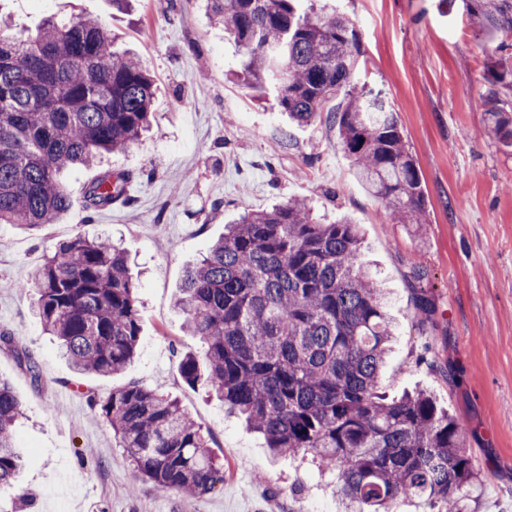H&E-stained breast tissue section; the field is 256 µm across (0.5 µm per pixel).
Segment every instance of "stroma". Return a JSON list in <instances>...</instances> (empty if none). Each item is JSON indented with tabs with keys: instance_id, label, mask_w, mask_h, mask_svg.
I'll list each match as a JSON object with an SVG mask.
<instances>
[{
	"instance_id": "35a3bbf8",
	"label": "stroma",
	"mask_w": 512,
	"mask_h": 512,
	"mask_svg": "<svg viewBox=\"0 0 512 512\" xmlns=\"http://www.w3.org/2000/svg\"><path fill=\"white\" fill-rule=\"evenodd\" d=\"M356 24L365 65L357 80L383 90L421 172L428 222L394 224L353 174L336 127H297L274 96L257 99L237 73L241 55L215 25L205 0H0V16L36 31L50 15L101 19L155 79L149 132L102 167L130 173L128 202L95 211L84 192L100 167L64 180L71 207L33 230L0 225V329L20 336L42 379L32 384L0 350V376L23 403L16 428L24 454L0 512H298L307 501L335 505L312 465L272 459L263 439L203 386L188 385L178 354L200 352L174 306L184 270L205 256L224 226L247 211L306 199L325 222L348 214L364 232V257L385 282L396 322L381 376L395 395L424 389L462 424L485 472L480 512L512 502V152L484 130L491 52L459 5L448 0H323ZM161 170H154V161ZM109 237L139 280L137 356L110 378L76 374L44 333L35 296L22 291L46 256L74 233ZM426 271L435 305L433 336L421 333L406 278ZM136 381L176 397L208 432L224 483L201 498L162 494L137 479L91 393ZM32 495L22 506L18 494Z\"/></svg>"
}]
</instances>
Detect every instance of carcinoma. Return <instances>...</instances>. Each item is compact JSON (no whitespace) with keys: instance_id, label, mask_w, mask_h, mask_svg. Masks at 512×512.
<instances>
[{"instance_id":"carcinoma-1","label":"carcinoma","mask_w":512,"mask_h":512,"mask_svg":"<svg viewBox=\"0 0 512 512\" xmlns=\"http://www.w3.org/2000/svg\"><path fill=\"white\" fill-rule=\"evenodd\" d=\"M460 2L495 49L512 37V0ZM298 0H207L234 37L253 80L276 94L288 119L336 125L367 194L394 224L426 223L416 161L382 92L354 77L363 52L338 8L302 12ZM486 81L512 87V67L490 55ZM153 76L120 50L98 18L46 19L36 33L0 26V224L32 230L70 206L60 174L130 148L151 125ZM338 100L336 107L328 105ZM485 129L512 148V109L495 91ZM130 175L102 170L85 190L90 209L126 195ZM362 232L348 218L323 224L307 200L247 212L189 266L174 306L202 351L186 353L181 377L199 383L261 434L274 457L310 458L331 474L346 512H393L406 498L428 512H478L482 469L466 453L461 423L424 390L379 392L393 318L377 273L363 263ZM421 266L410 268L418 324L435 307ZM43 331L73 369L110 377L134 360L141 332L138 285L123 250L77 233L46 257L30 284ZM0 347L40 380L20 337ZM91 407L111 427L135 472L160 493L203 497L224 467L202 428L170 396L129 382ZM23 404L0 378V490L20 466L15 423Z\"/></svg>"}]
</instances>
